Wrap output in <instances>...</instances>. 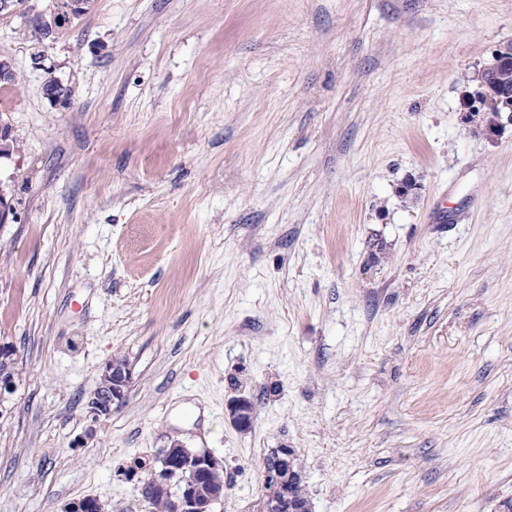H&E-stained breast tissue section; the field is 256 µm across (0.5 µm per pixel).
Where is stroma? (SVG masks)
I'll list each match as a JSON object with an SVG mask.
<instances>
[{
    "label": "stroma",
    "instance_id": "35a3bbf8",
    "mask_svg": "<svg viewBox=\"0 0 512 512\" xmlns=\"http://www.w3.org/2000/svg\"><path fill=\"white\" fill-rule=\"evenodd\" d=\"M511 43L512 0L0 17V512H150L125 470L173 440L213 512H264L275 448L313 512H512V124L464 106ZM101 378L103 383L97 387L88 403V417L94 422L108 415L112 405L123 400L132 380V371L127 362L114 357L107 364ZM231 423L239 430H247L251 424L252 404L247 398L235 400L228 408Z\"/></svg>",
    "mask_w": 512,
    "mask_h": 512
}]
</instances>
